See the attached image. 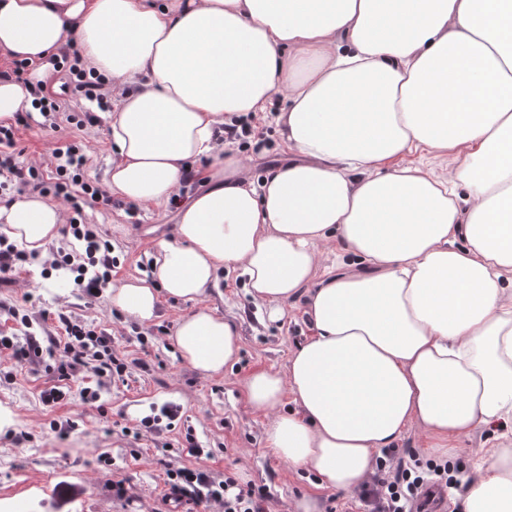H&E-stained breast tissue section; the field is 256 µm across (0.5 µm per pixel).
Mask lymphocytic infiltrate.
<instances>
[{"mask_svg": "<svg viewBox=\"0 0 512 512\" xmlns=\"http://www.w3.org/2000/svg\"><path fill=\"white\" fill-rule=\"evenodd\" d=\"M60 62L66 66L72 96L105 106L109 78L85 69L75 42H68L60 50ZM29 125V115L15 113L13 121L0 125V198L11 192L26 190L51 196L73 210L74 216L67 229L80 242L81 251H59L54 266L68 267L75 274V283L83 297L96 299L103 285L112 276L114 261L112 245L97 231L83 224L79 216L85 200L97 199L100 189L85 180L83 173L86 156L81 145L73 140L57 141L51 155L53 170L42 173L21 164L17 156V132ZM8 314L15 324L12 333L0 334V354H9L18 362L40 366L43 359L55 362L48 373L53 378L41 398L45 404L60 403L73 383H80L79 395L88 404L96 403L108 383L123 377L127 364L112 348V338L99 325L66 313H58L57 321L64 329L60 338L37 336L29 314L9 307ZM94 369L95 380H87V369ZM187 452L198 464L193 468L169 470V498L177 504L192 507L218 505L223 512H266L267 495L263 487L241 486L234 478L215 480L206 466L204 449L190 444ZM448 483L447 465L432 459L420 458L406 449L385 452L378 460L372 484L362 493L374 512H407L410 501L421 499L425 489L439 488Z\"/></svg>", "mask_w": 512, "mask_h": 512, "instance_id": "f902f5d3", "label": "lymphocytic infiltrate"}]
</instances>
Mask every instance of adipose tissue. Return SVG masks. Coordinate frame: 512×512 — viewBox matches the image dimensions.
<instances>
[{
  "instance_id": "adipose-tissue-1",
  "label": "adipose tissue",
  "mask_w": 512,
  "mask_h": 512,
  "mask_svg": "<svg viewBox=\"0 0 512 512\" xmlns=\"http://www.w3.org/2000/svg\"><path fill=\"white\" fill-rule=\"evenodd\" d=\"M70 38L112 78L110 192L165 209L208 161L113 307L146 324L160 297L195 302L170 341L214 376L241 349L203 304L225 269L270 321L305 297L286 373L240 381L267 448L354 493L409 428L446 455L485 430L457 512H512V0H0V51L32 81L55 82ZM277 94L290 160L256 180L215 130ZM418 148L447 174L406 163ZM67 220L0 202V232L41 255Z\"/></svg>"
}]
</instances>
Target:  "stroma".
I'll return each instance as SVG.
<instances>
[{
    "label": "stroma",
    "instance_id": "1",
    "mask_svg": "<svg viewBox=\"0 0 512 512\" xmlns=\"http://www.w3.org/2000/svg\"><path fill=\"white\" fill-rule=\"evenodd\" d=\"M56 95L62 104L56 114L58 124L64 134L76 137L86 154L85 179L104 183L111 159L107 116L75 128L67 121L72 105L69 92L60 87ZM283 105L281 97H274L273 111L260 120L261 127L270 131L269 148L246 154L254 176L288 160L273 131L274 111ZM55 140L53 132L35 124L20 131L21 162L49 170ZM82 217L110 240L117 262L112 280L117 283L148 267L153 245L168 235L175 211L140 208L130 213L125 206L99 199L85 204ZM73 278L67 270L45 275L40 266H28L16 272L12 285L0 287V302L18 308L30 302L39 309H61L97 322L130 365L124 380L103 391L100 407L83 404L74 393L68 404L52 408L40 400L46 373H33L0 355V371L13 374L12 381L0 382V512H14L21 499L28 500L30 512H183L182 506L165 499L167 471L195 466V458L186 450L191 438L210 450L207 465L216 478L231 475L243 485L266 486L268 512H293L295 502L312 493L319 512H362L358 497L314 490L306 473L268 450L266 417L249 409L241 397L240 380L254 369L286 371L289 357L307 332L303 300L288 302L280 321L264 320L244 293L238 273L226 271L207 304L237 324L242 348L233 367L207 376L183 364L169 341L179 319L193 312L195 303L162 300L154 321L141 324L112 307L108 293L91 302L81 298ZM141 334L148 336V346L139 345ZM143 361L148 364L144 370L139 367ZM167 405L181 410L170 428L159 433L140 428L141 419ZM54 419L75 420L77 427L60 438L49 427ZM10 428L28 433V440L7 438ZM117 481L125 484V497L113 496Z\"/></svg>",
    "mask_w": 512,
    "mask_h": 512
}]
</instances>
